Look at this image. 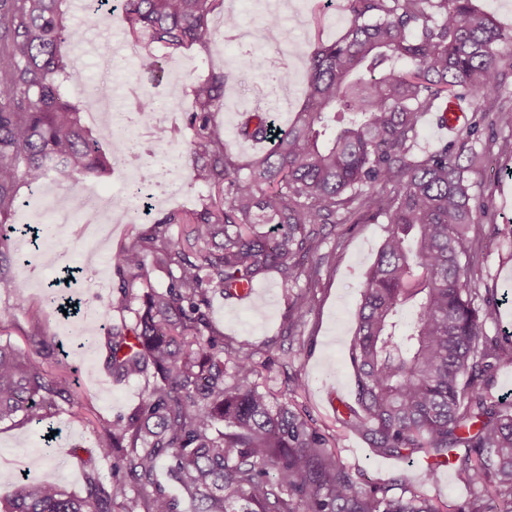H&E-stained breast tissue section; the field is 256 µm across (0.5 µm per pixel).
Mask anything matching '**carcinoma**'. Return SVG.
<instances>
[{
	"label": "carcinoma",
	"instance_id": "1",
	"mask_svg": "<svg viewBox=\"0 0 512 512\" xmlns=\"http://www.w3.org/2000/svg\"><path fill=\"white\" fill-rule=\"evenodd\" d=\"M67 2L0 0V258L19 234L10 218L21 187L50 179L74 190L110 167L62 90L82 65L62 52L72 37ZM220 2L119 0L127 33L171 54L215 41L210 16ZM344 11L345 32L308 58L305 100L288 128L261 105L243 110L238 137L263 142L245 164L214 119L231 73L194 83L182 160L211 189L209 202L166 214L111 257L112 306L141 307L132 325L112 329L107 363L120 379L151 380L141 406L95 429L94 448L123 476L105 482L91 467L79 496L23 472L0 493V512H178L162 489L144 492L160 467L194 512H512V400L493 393L496 371L512 364V334L486 331L498 305L471 287L481 205L466 173L479 155L466 139L413 155L422 118L439 102L502 95L512 30L472 0H345ZM138 69L157 77V56L138 53ZM128 145L142 159L139 187L153 184L154 152ZM381 218L387 235L365 274L349 349L357 401L340 422L380 454L421 457L430 476L446 461L469 488L457 504L426 496L406 473L358 486L334 436L292 404L271 407L253 383L254 352L225 347L209 317L213 294L276 271L305 282L287 298L293 328L336 251L314 265L306 255L328 229ZM176 224L189 226L183 241ZM150 265L167 274L165 289L152 287ZM27 276L20 255L0 264V288H22ZM61 401L72 402L67 376L0 345V422L22 414L40 424Z\"/></svg>",
	"mask_w": 512,
	"mask_h": 512
}]
</instances>
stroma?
I'll list each match as a JSON object with an SVG mask.
<instances>
[{"label": "stroma", "mask_w": 512, "mask_h": 512, "mask_svg": "<svg viewBox=\"0 0 512 512\" xmlns=\"http://www.w3.org/2000/svg\"><path fill=\"white\" fill-rule=\"evenodd\" d=\"M344 0H224L221 9L211 16L217 31L216 41L206 48L194 46L174 56H161L162 72L158 82L140 79L136 73V46L127 33L122 14L106 18L91 17L80 7V0H71L68 27L85 45L82 72L65 84L67 98L82 112L92 110L84 88L108 81L121 86L124 100L114 110V122L128 125L136 95L161 89L172 108L162 111L167 128L164 141L155 144L162 174L157 185L150 187L151 211H144L141 200L127 199V179L121 166H114L95 184L106 196L126 198L127 210L107 224L99 243H92L80 234L76 213H69L68 233L54 240L53 265L41 263L40 252L28 255L36 273L25 288H0V309L10 308L13 322L0 328V343L31 349L30 332L40 326L52 340L75 336L85 328L99 338H106L109 329L130 323L133 315L112 308L111 296L117 279L110 258L129 234L150 227L166 213L199 206L209 189L192 183L178 157L191 137L178 106L191 102L192 82L207 75L209 69L232 72L233 80L224 92L235 110H242L255 101L257 92L275 96L280 83L290 85V104L277 112L280 126H288L300 109L307 87V58L317 40L333 41L345 31ZM236 14L238 29L224 28L225 13ZM277 15L282 27L278 41L261 38L259 26L269 15ZM460 134L481 159L468 171L473 192L484 209L477 214L478 250L481 265L472 285L481 294L493 296L499 307L498 331L512 332V248L490 235L491 225L512 224V153L505 146L512 142V127L480 123L477 132L461 126ZM385 224H342L324 241L321 251L335 250L336 262L322 266L314 300L310 309L298 312L295 327L285 320L287 297L297 292V285L285 284L272 273L256 283L259 298L250 303L225 304L223 296H215L211 317L214 326L224 335V342L233 348L254 352L263 368L257 380L272 405L293 403L314 427L333 435L335 452L340 462L366 487L409 472L415 485L427 496L450 501L465 496L464 486L451 473H441L433 483L424 482L420 464H411L396 457L377 455L357 434L347 430L338 420L339 402L354 403L355 383L348 363V350L360 301L363 276L373 263L385 236ZM78 267L76 289L62 288V295L73 294L81 301L80 314L62 319L43 299L44 287L62 280L66 267ZM107 348L99 346L93 356L79 355L57 367L53 356L43 357L48 369H61L75 381L82 408L73 410L61 403L51 418L59 431L54 452L57 466H45V448L41 427L15 418L0 423V487L8 486L17 468L55 483L68 491L83 493L84 471L94 452V428L97 419L113 420L141 405L145 380H116L106 366ZM93 459V458H92Z\"/></svg>", "instance_id": "1"}]
</instances>
